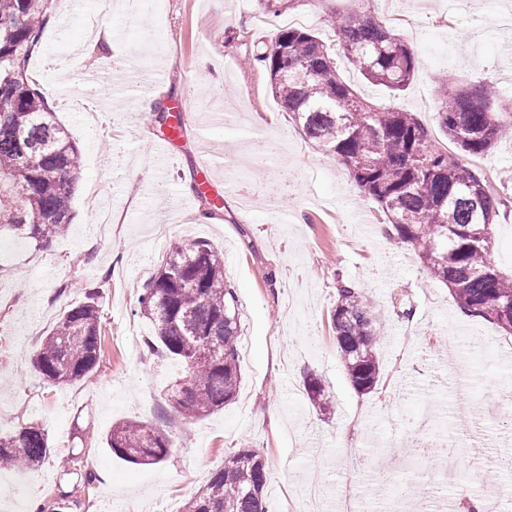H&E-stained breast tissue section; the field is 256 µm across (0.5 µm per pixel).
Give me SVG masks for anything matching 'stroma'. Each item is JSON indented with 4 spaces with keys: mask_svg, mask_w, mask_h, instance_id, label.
<instances>
[{
    "mask_svg": "<svg viewBox=\"0 0 512 512\" xmlns=\"http://www.w3.org/2000/svg\"><path fill=\"white\" fill-rule=\"evenodd\" d=\"M354 0H305L282 14L256 0H125L100 17L110 42L84 26L96 0H53V22L30 61V74L81 152L69 231L38 250L0 237V431L34 423L45 429L52 458L28 478L20 512L70 501L75 512H181L221 466L225 453L250 445L272 470L265 497L276 512H302L295 474L314 450L324 455L311 479L331 501L353 491L384 512L398 488L430 490L436 465L392 468L375 458L409 430L418 412L429 424L421 443H456L459 421H485L489 447L458 458L456 478L439 499L465 489L512 512V470L489 464L512 456V335L460 312L447 286L420 266L410 247L379 237L384 216L348 170L307 141L277 104L265 70L245 65L254 45L269 43L292 18L338 49L330 16ZM370 10L415 49L420 67L394 93L339 61L343 79L362 96L414 112L441 146L439 83L494 84L512 98V0H487L473 14L462 0H371ZM222 58L224 82L212 85L202 56ZM99 72L96 85L86 70ZM160 99L189 105L174 164L154 167L158 129L120 85L148 84L158 72ZM262 124H255V117ZM219 163L197 164L201 150ZM479 168L498 193L512 197V133ZM203 182L223 203L221 219L197 220L200 202L185 182ZM175 217L167 236L155 226ZM204 239L224 254V272L242 310V382L224 409L185 422L170 411L164 388L182 376L174 359L148 352L151 332L139 312L144 283L172 240ZM355 281L380 315L382 379L362 394L352 387L330 332L337 275ZM100 290L104 355L95 372L67 384L46 381L31 363L36 345L63 310L83 301L82 284ZM412 309L411 319L398 317ZM313 373L328 385L329 411L315 409L304 387ZM124 420L158 424L174 441L167 461L134 465L106 446ZM365 454L364 470L339 451Z\"/></svg>",
    "mask_w": 512,
    "mask_h": 512,
    "instance_id": "35a3bbf8",
    "label": "stroma"
}]
</instances>
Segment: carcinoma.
Returning a JSON list of instances; mask_svg holds the SVG:
<instances>
[{"label":"carcinoma","mask_w":512,"mask_h":512,"mask_svg":"<svg viewBox=\"0 0 512 512\" xmlns=\"http://www.w3.org/2000/svg\"><path fill=\"white\" fill-rule=\"evenodd\" d=\"M52 0H0V233L46 249L73 219L72 195L80 150L55 120L29 76ZM346 59L372 84L407 88L420 61L413 48L371 13L333 21ZM268 74L272 93L301 134L351 173L359 191L377 203L385 235L409 246L423 268L448 284L460 311L512 332V272L493 259V226L509 199L493 191L469 159L488 156L503 136L512 109L493 107L488 83L445 78L437 107L440 129L455 150L442 151L415 113L379 105L342 79L336 59L313 32L279 30L248 54ZM140 313L153 329L146 347L175 358L183 377L166 386L167 405L190 421L224 408L242 381L241 311L226 281L224 256L203 240L171 245L143 288ZM331 330L353 387L366 394L381 379L378 314L354 281L336 279ZM103 324L98 291L63 311L34 351L44 379L67 383L99 364ZM312 404L328 409L322 381L306 378ZM106 445L133 464H159L174 447L157 425L124 421ZM45 430L25 426L0 434V470L34 473L49 462ZM268 460L243 446L187 499L183 512H268Z\"/></svg>","instance_id":"1"}]
</instances>
